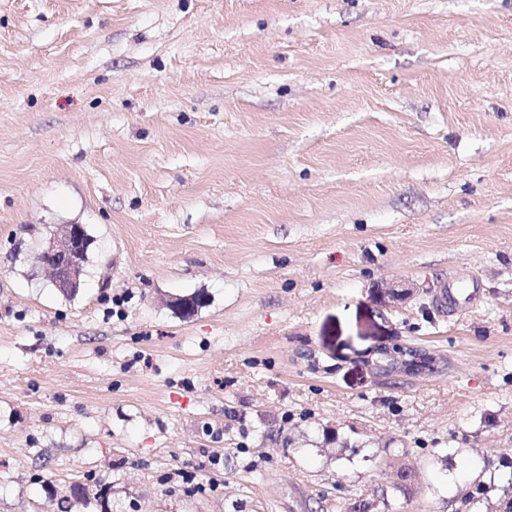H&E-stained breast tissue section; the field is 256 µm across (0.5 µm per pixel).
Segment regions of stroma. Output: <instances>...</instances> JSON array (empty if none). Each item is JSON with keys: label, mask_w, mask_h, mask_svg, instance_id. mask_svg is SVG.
<instances>
[{"label": "stroma", "mask_w": 512, "mask_h": 512, "mask_svg": "<svg viewBox=\"0 0 512 512\" xmlns=\"http://www.w3.org/2000/svg\"><path fill=\"white\" fill-rule=\"evenodd\" d=\"M70 224L67 298L38 255ZM394 345L434 371L372 372ZM484 469L512 0H0V512L89 476L112 512H512ZM76 224H70L69 232H66L68 234H64V238L62 241V246L67 247L70 243L69 234L71 231V228L75 226ZM81 229V237H82V244L81 247L78 250H72L71 251V258L68 261V272H67V279L64 284H59V287L57 288L60 292H62L63 295L72 297L79 293L80 288L82 286V275L84 271V263L87 259V252L88 248L91 244V239L89 235L87 234L84 227L80 224H77ZM79 228L74 229V233L76 236V239L78 240L80 238V231ZM437 298L442 305H448V309L456 306L473 307L478 298V288L474 281L471 285L452 283L439 288Z\"/></svg>", "instance_id": "stroma-1"}]
</instances>
